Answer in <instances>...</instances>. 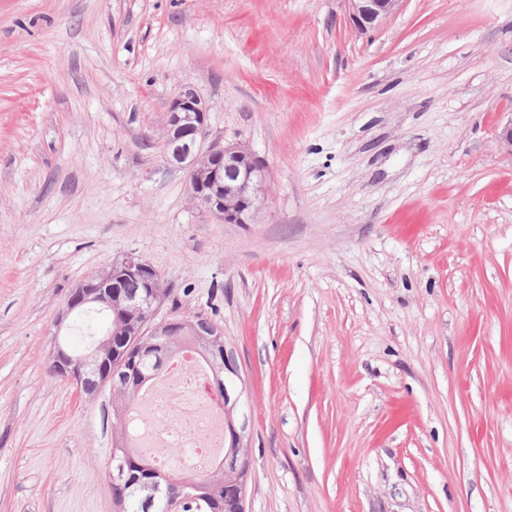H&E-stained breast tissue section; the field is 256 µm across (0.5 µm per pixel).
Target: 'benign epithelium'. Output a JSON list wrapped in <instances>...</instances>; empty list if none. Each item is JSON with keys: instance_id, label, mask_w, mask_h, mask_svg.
<instances>
[{"instance_id": "7a95c632", "label": "benign epithelium", "mask_w": 512, "mask_h": 512, "mask_svg": "<svg viewBox=\"0 0 512 512\" xmlns=\"http://www.w3.org/2000/svg\"><path fill=\"white\" fill-rule=\"evenodd\" d=\"M355 25L374 29L394 14L402 0H347ZM208 106L189 86L182 87L168 107L164 132L166 162L182 169L188 175V188L193 202L226 224H251L259 207V198L266 180V168L260 160L241 143H226L221 138L207 140ZM139 280L144 285L141 295H128L124 284ZM161 275L141 256L125 255L112 264L109 271L88 277L71 288L64 308L56 322L55 337H60L66 318L91 306L106 310L120 309L135 319V335L143 339L141 351L162 363L169 351L162 338L175 328L189 329L201 337L212 352L211 366L227 360L230 353L224 346V332L211 319L197 316H169L156 320L157 311L165 303L168 290L160 284ZM53 371L71 381L85 394L92 395L100 388L126 383L127 363L123 356H105L95 350L76 353L63 342L56 341L51 354ZM239 399L224 400V416L238 422L235 430L236 445L247 437V415L237 414ZM112 480L127 483L133 494L147 507H160L163 512H209L218 493L215 483L198 481L186 483L183 490L174 494L156 477H144L129 472L123 458L113 452ZM246 458L234 453L224 455V474L235 481L245 473Z\"/></svg>"}]
</instances>
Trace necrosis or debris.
Wrapping results in <instances>:
<instances>
[{"instance_id":"1","label":"necrosis or debris","mask_w":512,"mask_h":512,"mask_svg":"<svg viewBox=\"0 0 512 512\" xmlns=\"http://www.w3.org/2000/svg\"><path fill=\"white\" fill-rule=\"evenodd\" d=\"M140 429L137 447L150 451L154 464L165 470L190 464L193 473L208 469L224 445V414L214 405L208 373L195 351H184L147 389L145 402L135 405ZM183 449L184 459L170 456Z\"/></svg>"}]
</instances>
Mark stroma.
Segmentation results:
<instances>
[{
  "label": "stroma",
  "mask_w": 512,
  "mask_h": 512,
  "mask_svg": "<svg viewBox=\"0 0 512 512\" xmlns=\"http://www.w3.org/2000/svg\"><path fill=\"white\" fill-rule=\"evenodd\" d=\"M186 84L255 223L165 161ZM511 120L512 0H0V512H115L113 390L49 364L129 253L224 331L244 512H512ZM355 25L362 29H375L394 14L402 0H347Z\"/></svg>",
  "instance_id": "stroma-1"
}]
</instances>
